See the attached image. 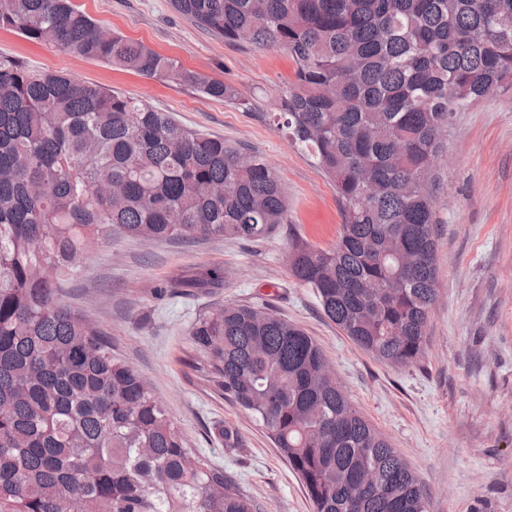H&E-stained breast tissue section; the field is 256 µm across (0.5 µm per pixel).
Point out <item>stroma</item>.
<instances>
[{"mask_svg":"<svg viewBox=\"0 0 512 512\" xmlns=\"http://www.w3.org/2000/svg\"><path fill=\"white\" fill-rule=\"evenodd\" d=\"M107 30L199 74L233 84L244 102L209 99L0 30V55L116 89L187 127L263 156L278 177L288 221L258 241L145 242L116 238L87 254L64 295L115 355L165 404L188 448L224 468L261 512H313L266 431L225 400L189 336L219 306L256 305L303 328L348 398L418 476L427 512H512V89L453 113L434 161L440 298L423 358L390 367L358 348L290 274L291 240L327 248L341 224L336 190L276 120L293 74L287 51L234 45L195 26L170 0H73ZM226 272L212 293L160 297L172 273ZM237 430L227 447L218 426Z\"/></svg>","mask_w":512,"mask_h":512,"instance_id":"1","label":"stroma"}]
</instances>
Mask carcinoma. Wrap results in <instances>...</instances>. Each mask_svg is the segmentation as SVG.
Returning <instances> with one entry per match:
<instances>
[{"label":"carcinoma","mask_w":512,"mask_h":512,"mask_svg":"<svg viewBox=\"0 0 512 512\" xmlns=\"http://www.w3.org/2000/svg\"><path fill=\"white\" fill-rule=\"evenodd\" d=\"M226 42L294 63L278 118L336 189V244L294 240L292 276L359 348L395 367L424 353L440 298L433 162L451 113L512 89V0H171ZM213 99L240 100L72 0H0V29ZM279 179L120 91L0 56V512H258L185 447L139 372L62 298L114 233L258 241L286 223ZM224 287L183 273L174 295ZM224 398L298 475L314 512H426L408 463L326 370L317 342L267 307L191 329Z\"/></svg>","instance_id":"cac0c4a2"}]
</instances>
